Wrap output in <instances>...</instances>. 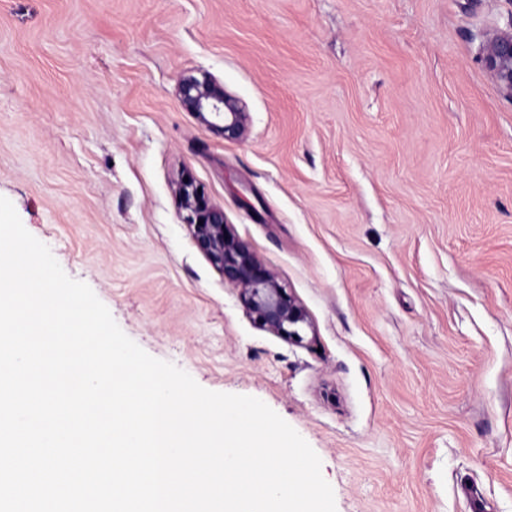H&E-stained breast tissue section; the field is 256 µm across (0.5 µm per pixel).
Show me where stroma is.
Instances as JSON below:
<instances>
[{"label": "stroma", "instance_id": "obj_1", "mask_svg": "<svg viewBox=\"0 0 512 512\" xmlns=\"http://www.w3.org/2000/svg\"><path fill=\"white\" fill-rule=\"evenodd\" d=\"M509 29L512 0H0V196L148 354L291 425L337 512H512V99L480 60ZM186 175L302 341L198 250ZM178 93L183 105L199 114L224 139L234 141L244 137L245 112L240 111L237 103L219 85L188 76L180 81Z\"/></svg>", "mask_w": 512, "mask_h": 512}]
</instances>
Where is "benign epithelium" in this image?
<instances>
[{
  "mask_svg": "<svg viewBox=\"0 0 512 512\" xmlns=\"http://www.w3.org/2000/svg\"><path fill=\"white\" fill-rule=\"evenodd\" d=\"M483 63L496 77L501 89L512 97V31L492 36L483 46ZM183 105L227 140H239L246 131L245 113L212 82L193 76L178 86ZM179 193L188 211L187 224L199 251L237 288L239 298L261 328L284 339L302 340L299 328L310 325L308 314L264 265L251 247L224 224V211L211 205L198 186L188 180Z\"/></svg>",
  "mask_w": 512,
  "mask_h": 512,
  "instance_id": "1",
  "label": "benign epithelium"
}]
</instances>
